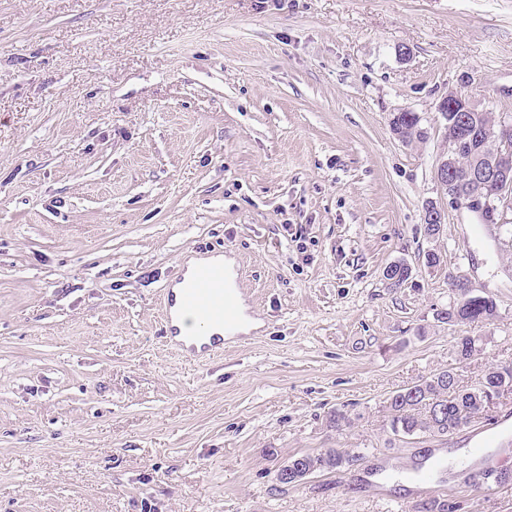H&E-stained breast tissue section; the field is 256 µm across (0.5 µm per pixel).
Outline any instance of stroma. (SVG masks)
Listing matches in <instances>:
<instances>
[{
  "mask_svg": "<svg viewBox=\"0 0 512 512\" xmlns=\"http://www.w3.org/2000/svg\"><path fill=\"white\" fill-rule=\"evenodd\" d=\"M456 87L512 114V0H0V512H419L380 473L471 433L399 438L385 399L460 335L463 384L512 362V222L479 234L434 179ZM204 254L263 325L198 362L160 297ZM462 274L493 323L438 320ZM327 448L364 457L279 482ZM442 497L512 512V484ZM399 114L398 117V128L400 129V134L395 133L398 137L402 138L403 142L411 143L415 139H422L423 132L419 128V117L414 112L409 111H399L396 112Z\"/></svg>",
  "mask_w": 512,
  "mask_h": 512,
  "instance_id": "obj_1",
  "label": "stroma"
}]
</instances>
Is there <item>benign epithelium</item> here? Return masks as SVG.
Segmentation results:
<instances>
[{
    "label": "benign epithelium",
    "mask_w": 512,
    "mask_h": 512,
    "mask_svg": "<svg viewBox=\"0 0 512 512\" xmlns=\"http://www.w3.org/2000/svg\"><path fill=\"white\" fill-rule=\"evenodd\" d=\"M442 114L455 113L456 135L448 139V149L442 153L435 165V179L455 207L469 211L480 224H496L497 201L512 191V116L501 114L496 127L484 132L485 143L482 156L461 168L459 155L463 140L469 137L471 125L477 124L481 109L466 95L457 90L448 91L438 105ZM462 183L474 188V192L462 201L459 186ZM321 462L306 460L301 464L287 463L281 468L283 478L300 482L317 468Z\"/></svg>",
    "instance_id": "1"
}]
</instances>
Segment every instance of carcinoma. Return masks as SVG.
<instances>
[{"label": "carcinoma", "mask_w": 512, "mask_h": 512, "mask_svg": "<svg viewBox=\"0 0 512 512\" xmlns=\"http://www.w3.org/2000/svg\"><path fill=\"white\" fill-rule=\"evenodd\" d=\"M398 128L402 141L411 143L423 136L419 117L413 112H402ZM498 316L495 301L490 297L464 299L455 294L448 308L437 313L438 319L452 325L489 323ZM480 352V337L463 335L456 338L454 363L422 379V389L417 395L403 394L397 390L385 400L392 434L404 438L446 436L469 425L484 411L485 398L490 393H512V364L496 365L487 369L476 385L465 387L461 383L448 382V376H460V369ZM444 406L443 416L433 415L434 404ZM327 459L324 469H337L350 461H358L360 455L345 448H327L313 455ZM309 454L302 458L313 457Z\"/></svg>", "instance_id": "1"}]
</instances>
